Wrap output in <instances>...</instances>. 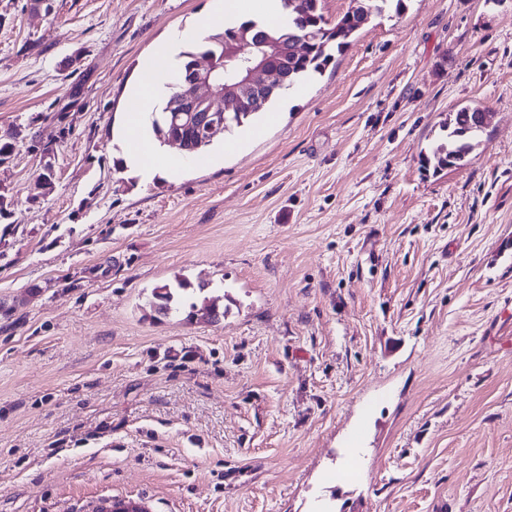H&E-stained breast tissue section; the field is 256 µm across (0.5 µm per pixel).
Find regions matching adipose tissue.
I'll use <instances>...</instances> for the list:
<instances>
[{
  "label": "adipose tissue",
  "mask_w": 512,
  "mask_h": 512,
  "mask_svg": "<svg viewBox=\"0 0 512 512\" xmlns=\"http://www.w3.org/2000/svg\"><path fill=\"white\" fill-rule=\"evenodd\" d=\"M260 16L276 20L281 25L286 24L288 20V12L284 9L281 0H211L197 28L176 35L160 44L153 55L139 67L136 79L131 86L132 99L138 105V123L127 126V136L138 134L140 122L145 121L148 113L155 111L161 105L166 95L171 71L179 63L182 42L200 39L206 30L223 27L224 23Z\"/></svg>",
  "instance_id": "adipose-tissue-1"
}]
</instances>
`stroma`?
I'll return each mask as SVG.
<instances>
[{
    "mask_svg": "<svg viewBox=\"0 0 512 512\" xmlns=\"http://www.w3.org/2000/svg\"><path fill=\"white\" fill-rule=\"evenodd\" d=\"M206 3L0 0V512H512V0L372 16L142 181L129 86ZM463 106L480 145L425 169ZM178 277L224 317L157 315Z\"/></svg>",
    "mask_w": 512,
    "mask_h": 512,
    "instance_id": "1",
    "label": "stroma"
}]
</instances>
